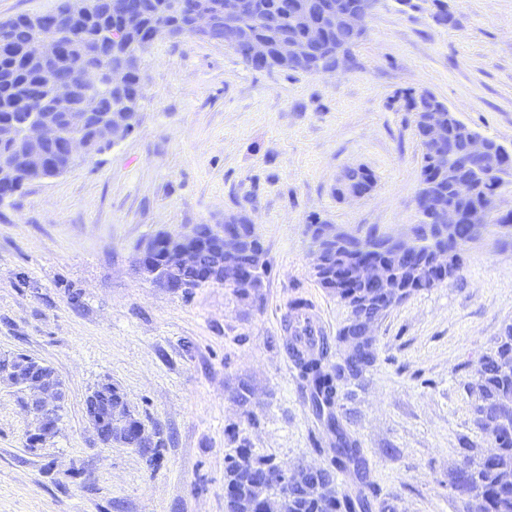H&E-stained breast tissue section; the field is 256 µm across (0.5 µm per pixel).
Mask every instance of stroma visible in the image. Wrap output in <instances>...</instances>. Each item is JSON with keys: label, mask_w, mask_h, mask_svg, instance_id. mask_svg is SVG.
<instances>
[{"label": "stroma", "mask_w": 512, "mask_h": 512, "mask_svg": "<svg viewBox=\"0 0 512 512\" xmlns=\"http://www.w3.org/2000/svg\"><path fill=\"white\" fill-rule=\"evenodd\" d=\"M382 0L344 71L246 66L192 34L154 40L139 76L138 127L65 174L0 204V353L51 365L66 385L57 436L30 451L24 395L0 382V512H224L240 441L281 466L328 461L288 350L297 314L335 339L348 308L311 270V217L398 235L417 223L422 146L405 96L429 91L512 149V0ZM376 178L343 201L336 181ZM255 222L268 269L258 300L207 284L172 293L138 274L140 247L230 213ZM512 322V243L496 229L466 246L460 277L414 293L375 326L376 361L340 389L335 413L366 461L372 512H465L449 485L465 447H490L469 392ZM111 379L163 442L156 463L103 445L84 412ZM254 391L256 422L231 398ZM236 425L238 439L228 437ZM346 177L350 182L358 183L369 191H372L374 188L375 177L369 170L358 169V167H354V169L346 171ZM367 190L348 184L344 179V176L338 180L336 185V192L338 198L341 200L352 201L361 199L369 193Z\"/></svg>", "instance_id": "stroma-1"}]
</instances>
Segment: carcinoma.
I'll list each match as a JSON object with an SVG mask.
<instances>
[{
  "mask_svg": "<svg viewBox=\"0 0 512 512\" xmlns=\"http://www.w3.org/2000/svg\"><path fill=\"white\" fill-rule=\"evenodd\" d=\"M164 2L166 0H137V17L134 19L112 13V0H76L67 6V15L61 18L59 30L64 52L57 57L55 66L69 80L71 98L65 105L58 104L52 85L42 77L43 68L39 61L26 59L17 52L0 55V118L7 119L14 114L17 102L33 87L37 94L34 112L57 123L60 140L76 133L93 141L96 152L108 149L100 141L99 124L103 117L115 114L126 119L130 128L139 125L140 105L133 100L144 98V93L137 92L138 74L129 75L123 87L99 88L95 93L96 108L87 115L84 106L87 89L82 70L86 66L110 70L130 58L141 57L151 44L154 25L162 19L173 25L177 36L192 33L187 18L165 14ZM288 6L289 0H255L253 14L240 29L273 46L285 38L298 37L301 30L288 15ZM38 19L37 15H21L1 21L0 29H9L19 46L32 38ZM325 40L347 51L359 38L349 31L336 29V24L332 23ZM443 115L449 116L448 140L454 146L453 153L443 164L433 161L428 144L423 140L421 124L415 123L422 146L421 183L431 185L436 193L463 211L474 202L493 206L497 195L496 178L491 177L481 184L474 171L466 168L469 161L467 141L477 131L446 111ZM23 153L21 140L0 137V165L14 166V181L21 188L31 179L20 162ZM346 177L369 191L374 188L375 177L369 170L350 169L346 171ZM462 183L470 186V195L460 192ZM321 227L320 223L307 225L313 243L322 248L325 263L324 277L317 279V283L343 302L352 314L357 312L366 292L353 276L358 264L378 261L387 266L394 287L406 288L410 293L428 291L443 283L441 279L434 280L435 251L448 248V278L451 279L463 268V247L478 240L480 235V230L464 222L450 227L441 226L429 218L422 219L413 225L415 265L407 268L399 260L398 247L387 235L371 230L362 236L340 227L336 237L326 241L320 237ZM239 230L245 242L236 262L240 269L254 272L255 278L249 281L251 287L236 288L234 293L244 299L257 298L267 273L266 250L251 226L243 224ZM171 262L170 255L156 248L152 241L143 249L137 271L154 282L153 272L169 267ZM289 350L309 389L313 408L325 419V426L335 436L331 465L340 472L351 465L359 466L360 449L340 427L333 407L342 385L361 378L364 370L347 358L336 364L330 363V345L325 338L306 352L294 345L289 346ZM32 366L34 359L28 355L0 354V379L11 382L18 373ZM97 387L98 402L86 401V411L96 408L103 414L110 412L114 416L130 413L118 387L110 382L99 383ZM470 392L474 396L473 422L479 429L498 425L503 409L512 407V323L503 327L494 349L482 357L480 374L470 386ZM497 448L498 455L491 462L486 463L479 457L472 459L469 484L484 498L487 512H512V435L504 436ZM271 464L272 459L256 457L247 443L240 444L236 454L229 457L224 472V487L232 494L229 512H262L267 498L279 492L277 485L259 479L262 467ZM369 509L368 497L360 494L353 498L339 493L334 479L325 478L316 483L312 476L298 470L288 486V512H369Z\"/></svg>",
  "mask_w": 512,
  "mask_h": 512,
  "instance_id": "obj_1",
  "label": "carcinoma"
}]
</instances>
